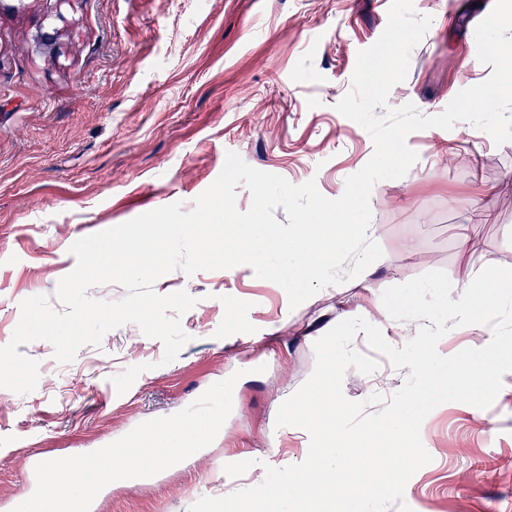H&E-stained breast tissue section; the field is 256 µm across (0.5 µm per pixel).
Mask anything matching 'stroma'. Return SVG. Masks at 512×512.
Wrapping results in <instances>:
<instances>
[{
    "mask_svg": "<svg viewBox=\"0 0 512 512\" xmlns=\"http://www.w3.org/2000/svg\"><path fill=\"white\" fill-rule=\"evenodd\" d=\"M391 0H10L0 10V346L20 302L55 297L75 266L70 246L159 207L192 204L227 152L338 198L373 152L369 133L336 109L359 50L387 23ZM495 0H414L432 23L388 105L443 111L486 80L475 29ZM61 32L54 51L40 29ZM418 160L376 184L370 204L383 256L358 277L290 308L253 269L174 270L153 285L196 298L190 340L162 363L161 341L133 324L59 364L48 342L20 351L39 363L36 389L0 388V512L31 496L35 466L88 453L138 424L173 415L238 375L233 409L198 458L138 489L112 484L101 512H187L204 496L261 483L264 464L305 459L309 435L275 424L309 377L314 342L361 316L402 346L418 322L389 317L382 292L441 269L459 299L488 265L512 268V141L459 122L407 137ZM150 362L129 390L114 376ZM264 373H257V366ZM494 403L448 402L421 426L432 456L408 482L412 512H512V373ZM248 460L242 476L226 464Z\"/></svg>",
    "mask_w": 512,
    "mask_h": 512,
    "instance_id": "35a3bbf8",
    "label": "stroma"
}]
</instances>
